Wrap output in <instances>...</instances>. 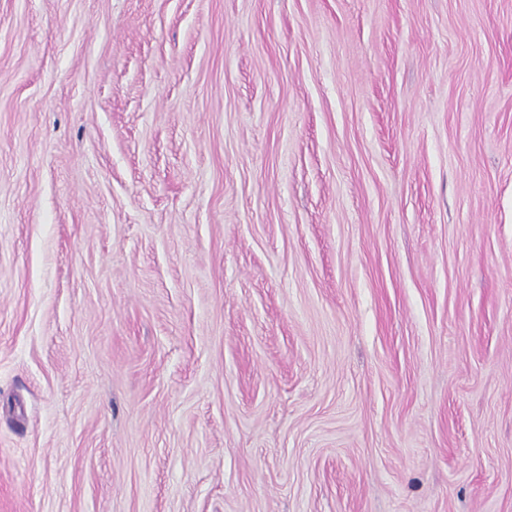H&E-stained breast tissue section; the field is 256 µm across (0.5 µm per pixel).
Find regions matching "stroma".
Wrapping results in <instances>:
<instances>
[{
    "instance_id": "35a3bbf8",
    "label": "stroma",
    "mask_w": 512,
    "mask_h": 512,
    "mask_svg": "<svg viewBox=\"0 0 512 512\" xmlns=\"http://www.w3.org/2000/svg\"><path fill=\"white\" fill-rule=\"evenodd\" d=\"M0 512H512V0H0Z\"/></svg>"
}]
</instances>
